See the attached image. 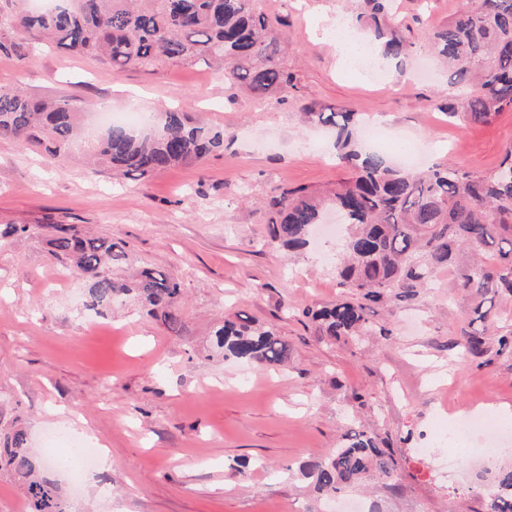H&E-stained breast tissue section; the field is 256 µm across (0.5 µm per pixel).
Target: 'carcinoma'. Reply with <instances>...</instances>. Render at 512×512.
<instances>
[{
    "label": "carcinoma",
    "instance_id": "obj_1",
    "mask_svg": "<svg viewBox=\"0 0 512 512\" xmlns=\"http://www.w3.org/2000/svg\"><path fill=\"white\" fill-rule=\"evenodd\" d=\"M27 2L0 0V50L12 53L21 67L48 44L96 58L117 72L157 62L218 67L224 82L258 99L294 88L278 57L284 22L259 11L258 0H71L67 7L37 11L28 9ZM393 3L363 0L354 20L371 42L400 61L395 75L402 81L415 43L403 19L389 10ZM429 42L459 89L446 104L450 120L488 123L512 109V0H480L476 9L462 6L448 23L430 31ZM305 117L336 128L334 146L350 177L325 191L283 188L269 197L265 211L271 241L290 251L307 246L326 210L345 218L336 278L349 298L304 311L317 335L332 340L374 334L369 309L412 304L442 268L455 270L453 287L474 298L481 320L486 304H494L503 292L512 295V146L486 174L453 160L412 172L358 146L354 113L307 112ZM152 120L157 130L146 134L118 124L108 128L90 144L91 155L117 176H146L199 163L224 146V131L193 124L180 112L166 110ZM82 131L81 109L70 99H35L16 84H0V139L37 148L54 163L68 154ZM49 228L52 254L87 280L89 308L104 314L134 298L169 330H181L177 302L182 289L176 279L149 268L131 280L118 279L111 267L128 260L123 248L79 236L65 224ZM488 252L498 256L496 265H485ZM214 336L226 358L272 368L288 361V343L250 321L227 320ZM485 336L483 329H464L452 349L458 356L480 358L487 352ZM0 465L20 483L26 512H66L58 484L41 475L44 463L28 452L24 430L0 435ZM371 471L396 486L391 453L363 432L346 436L328 455L302 465L303 476L327 499ZM483 487L486 512H512L511 470Z\"/></svg>",
    "mask_w": 512,
    "mask_h": 512
}]
</instances>
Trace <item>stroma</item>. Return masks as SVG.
<instances>
[{
  "instance_id": "35a3bbf8",
  "label": "stroma",
  "mask_w": 512,
  "mask_h": 512,
  "mask_svg": "<svg viewBox=\"0 0 512 512\" xmlns=\"http://www.w3.org/2000/svg\"><path fill=\"white\" fill-rule=\"evenodd\" d=\"M462 0H400L417 44L412 79L376 84L360 65L341 64L336 33L316 32L319 18L349 10L347 0H263L286 22L284 68L295 88L286 100L259 102L224 82L222 73L185 64L112 71L96 60L47 48L17 68L0 51V83L36 98H69L87 112L153 113L176 109L223 130V151L202 164L143 178L90 170L83 148L48 165L38 153L0 140V421L19 420L30 452L49 461L67 512H325L299 471L341 445L347 431L386 443L398 481L349 487L346 498L383 512H485L473 492L478 471L512 468V440L486 457L443 446L442 409L512 412V359L498 340L512 324V295L496 299L487 321V353L456 357L451 345L474 319V301L441 272L409 307L369 312L384 336L325 342L302 317L336 302V239L305 252L269 245L260 205L275 189L330 187L346 178L332 128L305 124L304 112L350 110L381 119L389 138L380 152L403 163L451 159L475 173L496 167L512 143V111L490 123H449L442 111L451 86L428 51V31L448 22ZM69 224L123 246L139 268L177 278L181 332L136 313L87 309V282L48 251L47 225ZM26 224L30 237L8 234ZM245 317L287 341L285 366L271 369L227 358L211 335ZM84 418L93 436L74 430L57 408ZM97 448L107 464L74 491L48 437ZM428 454H420V447ZM452 456L455 483L440 484L438 461Z\"/></svg>"
}]
</instances>
